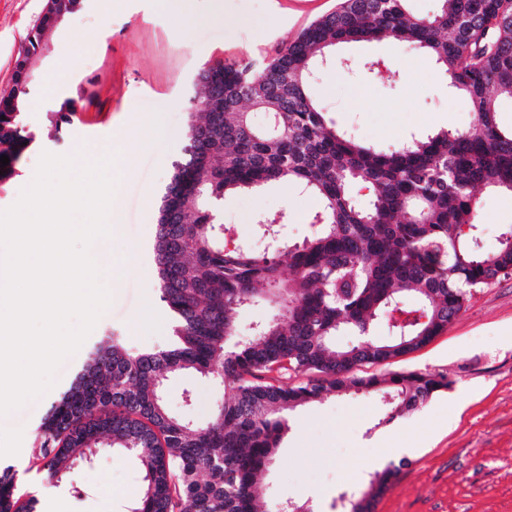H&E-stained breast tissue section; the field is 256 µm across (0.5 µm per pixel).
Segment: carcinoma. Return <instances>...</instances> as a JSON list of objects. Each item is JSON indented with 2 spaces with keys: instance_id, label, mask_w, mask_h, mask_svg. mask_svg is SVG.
I'll return each instance as SVG.
<instances>
[{
  "instance_id": "obj_1",
  "label": "carcinoma",
  "mask_w": 512,
  "mask_h": 512,
  "mask_svg": "<svg viewBox=\"0 0 512 512\" xmlns=\"http://www.w3.org/2000/svg\"><path fill=\"white\" fill-rule=\"evenodd\" d=\"M84 0H48L28 33L0 95V181L34 141L22 108L29 60L42 52L59 11ZM410 0H338L275 55H243L210 65L214 79L194 84L186 141L159 206L153 257L158 295L174 318L173 340L129 352L118 336L98 341L40 426L33 458L61 482L93 450L129 453L143 470L130 512H269L260 476L275 462L288 414L327 394H377L390 423L437 392L448 376L356 370L415 351L443 331L481 289L512 274V228L499 248H476L479 190L512 192V126L498 122V100L512 99V0H439L431 15ZM393 39L423 50L468 95L466 131L440 130L394 148L367 146L336 128L309 93L317 67L337 44ZM224 93V110L209 104ZM269 115L256 125L248 108ZM76 102L54 111L70 125ZM288 182L315 199L319 230L288 249L281 271L278 230L258 253L224 243V198ZM357 186L371 189L363 205ZM259 302L277 313L239 334L242 309ZM380 319L394 335L370 329ZM339 335L357 337L346 348ZM218 379L231 393L204 425L171 414L163 388L172 377ZM401 466L372 474L364 492L343 493L342 512H373ZM16 473L0 470V512H36L14 494Z\"/></svg>"
}]
</instances>
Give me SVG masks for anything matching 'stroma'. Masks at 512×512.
Returning <instances> with one entry per match:
<instances>
[{
	"instance_id": "obj_1",
	"label": "stroma",
	"mask_w": 512,
	"mask_h": 512,
	"mask_svg": "<svg viewBox=\"0 0 512 512\" xmlns=\"http://www.w3.org/2000/svg\"><path fill=\"white\" fill-rule=\"evenodd\" d=\"M47 0H0V94L12 86L15 61ZM337 0H223L224 19L211 18L212 0H86L65 16L46 50L32 63L23 121L35 139L18 173L0 181V210L15 203L34 177L42 152L93 155L129 139L140 121L159 116L152 148L137 156L119 197L121 223L111 239L112 255L133 254L139 272L113 267V303L93 332L58 370L55 386L0 420V467L17 473V493L53 512H127L142 488L135 459L108 451L58 482L39 471L31 457L51 403L73 381L94 342L110 333L127 348L145 351L169 342L170 318L158 300L153 259L158 208L172 175L188 124L190 81L205 62L245 54L262 58L293 41ZM337 58L354 60L320 71L311 87L328 118L363 143L381 148L440 130H467L473 114L466 95L420 49L382 39L336 46ZM386 65L381 73L368 61ZM76 99L79 121L48 137L59 101ZM315 198L277 182L224 200V225L256 251L258 218L277 221L286 245L312 236ZM512 228V193L481 192L477 242L498 249ZM421 371L446 374L448 389L393 422H384L378 396H330L295 409L264 475L273 498L298 500L312 512H340L339 496L362 488L370 461L402 463L398 480L378 499L375 512H512V276L477 293L459 316L422 348L380 365L361 367L367 377ZM193 389L186 400L185 389ZM224 396L219 384L174 379L166 388L168 409L197 424ZM388 430L387 447L374 443Z\"/></svg>"
}]
</instances>
